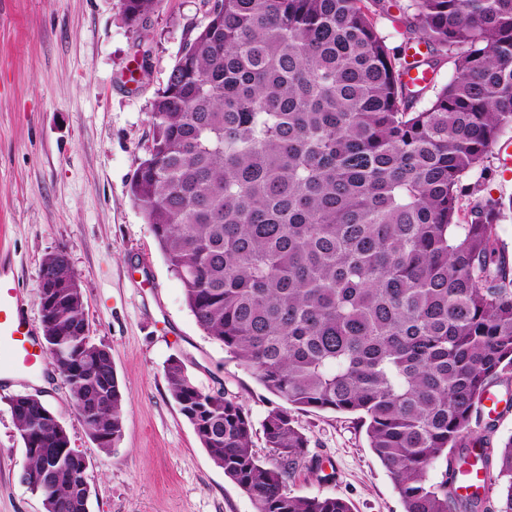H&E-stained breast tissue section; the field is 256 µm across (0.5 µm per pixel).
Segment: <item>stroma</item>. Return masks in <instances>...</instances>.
<instances>
[{"mask_svg":"<svg viewBox=\"0 0 512 512\" xmlns=\"http://www.w3.org/2000/svg\"><path fill=\"white\" fill-rule=\"evenodd\" d=\"M206 21L202 0H158L136 28L122 0H0V259L39 334L42 260L67 254L92 338L111 352L124 395L122 438L106 451L53 368L1 385L0 512H44L21 480L27 458L11 408L19 394L40 395L86 458L89 512H255L202 448L163 368L174 357L202 390L226 387L249 411L263 458L261 423L277 399L198 327L130 194L151 103L190 30ZM510 152L512 130L489 159L483 195L512 196ZM295 418L314 457L296 491L345 499L353 512H403L355 415L312 409Z\"/></svg>","mask_w":512,"mask_h":512,"instance_id":"1","label":"stroma"}]
</instances>
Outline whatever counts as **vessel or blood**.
Instances as JSON below:
<instances>
[{"label":"vessel or blood","instance_id":"obj_1","mask_svg":"<svg viewBox=\"0 0 512 512\" xmlns=\"http://www.w3.org/2000/svg\"><path fill=\"white\" fill-rule=\"evenodd\" d=\"M24 299L9 269L0 264V377L44 369L48 359L22 313Z\"/></svg>","mask_w":512,"mask_h":512}]
</instances>
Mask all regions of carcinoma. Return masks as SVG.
<instances>
[{
    "mask_svg": "<svg viewBox=\"0 0 512 512\" xmlns=\"http://www.w3.org/2000/svg\"><path fill=\"white\" fill-rule=\"evenodd\" d=\"M128 21L157 0H122ZM211 20L152 102L130 191L187 307L279 404L253 423L224 389L201 390L171 358L164 376L211 461L256 512H352L298 495L310 437L293 412L355 414L403 512H512V435L471 436L496 385L512 383V259L497 227L512 199L479 196L512 128V0H408L392 21L420 61L454 75L428 86L389 48L386 0H207ZM479 174L475 183L466 179ZM48 352L89 436L123 433L111 352L79 334L82 287L66 254L42 260ZM28 485L44 512H88V463L38 397L12 402ZM500 492L458 493L467 467Z\"/></svg>",
    "mask_w": 512,
    "mask_h": 512,
    "instance_id": "carcinoma-1",
    "label": "carcinoma"
}]
</instances>
